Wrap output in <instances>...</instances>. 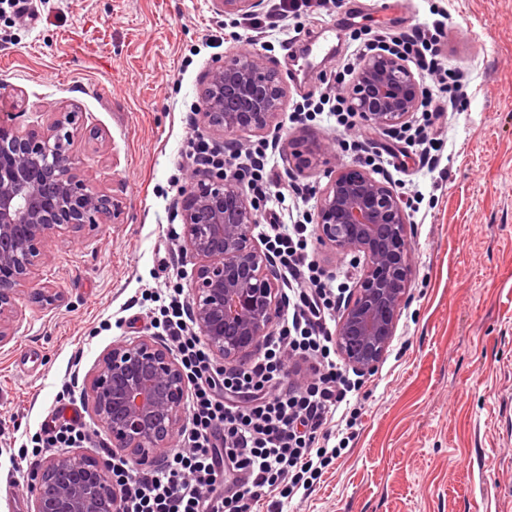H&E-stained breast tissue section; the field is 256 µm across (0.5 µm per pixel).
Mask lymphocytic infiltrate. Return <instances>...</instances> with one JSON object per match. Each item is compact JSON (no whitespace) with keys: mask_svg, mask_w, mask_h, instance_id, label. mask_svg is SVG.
Returning a JSON list of instances; mask_svg holds the SVG:
<instances>
[{"mask_svg":"<svg viewBox=\"0 0 512 512\" xmlns=\"http://www.w3.org/2000/svg\"><path fill=\"white\" fill-rule=\"evenodd\" d=\"M413 58L450 101L467 94V80L443 68L437 35L421 28L360 47H379ZM268 250L293 287L278 335L268 337L259 357L227 370L218 365L195 331L179 289L159 298V326L177 349L191 386L192 417L181 446L157 468L135 471L112 465L120 512H259L266 498L289 499L311 489L325 468L341 456L348 437L331 443L330 424L342 409L358 418L349 393L358 381L346 377L334 357L330 324L337 293L309 257L304 224L272 231ZM307 364L308 378L284 383L291 358Z\"/></svg>","mask_w":512,"mask_h":512,"instance_id":"1","label":"lymphocytic infiltrate"}]
</instances>
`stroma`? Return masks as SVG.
I'll use <instances>...</instances> for the list:
<instances>
[{
  "instance_id": "stroma-1",
  "label": "stroma",
  "mask_w": 512,
  "mask_h": 512,
  "mask_svg": "<svg viewBox=\"0 0 512 512\" xmlns=\"http://www.w3.org/2000/svg\"><path fill=\"white\" fill-rule=\"evenodd\" d=\"M27 22L0 20V123L26 129L77 112L72 150L112 197L110 219L56 239L14 338L0 347V512H31L32 471L17 469L54 415H79L85 455L116 450L92 417L84 381L112 343L153 336L151 302L194 264L178 234L174 180L188 139L203 133L206 72L242 47L237 16L214 0H36ZM445 16L446 67L467 96L433 127L441 162L422 169L394 132L358 120L356 133L392 155L388 184L422 193L410 215L413 274L396 335L365 375L350 448L283 512H512V0H341L302 10L254 48L281 77L280 115L265 131L225 137L229 148L269 139L281 183L266 223L292 205L314 214L336 170L358 162L330 114L291 123L296 101L334 85L361 32L400 33ZM328 144L300 167L295 147Z\"/></svg>"
}]
</instances>
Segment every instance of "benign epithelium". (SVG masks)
<instances>
[{"label":"benign epithelium","instance_id":"7a95c632","mask_svg":"<svg viewBox=\"0 0 512 512\" xmlns=\"http://www.w3.org/2000/svg\"><path fill=\"white\" fill-rule=\"evenodd\" d=\"M222 12L257 13L263 0H215ZM423 76L406 59L380 50L364 56L345 95L353 111L391 130L420 104ZM279 74L244 50L208 71L203 117L217 136L260 131L282 109ZM77 113L55 112L45 126L0 125V347L14 336L20 303L43 262L45 246L112 215V197L70 151ZM176 206L183 251L194 261L189 313L204 344L228 368L261 347L283 305L271 257L253 236L252 204L233 178L194 170ZM318 239L365 268L336 326V348L358 373L377 370L397 329L412 276L407 213L400 197L359 164L342 165L316 209ZM188 378L171 350L152 338L119 341L99 359L84 392L112 447L133 466H157L186 424ZM33 512H119L111 463L65 451L35 473Z\"/></svg>","mask_w":512,"mask_h":512}]
</instances>
